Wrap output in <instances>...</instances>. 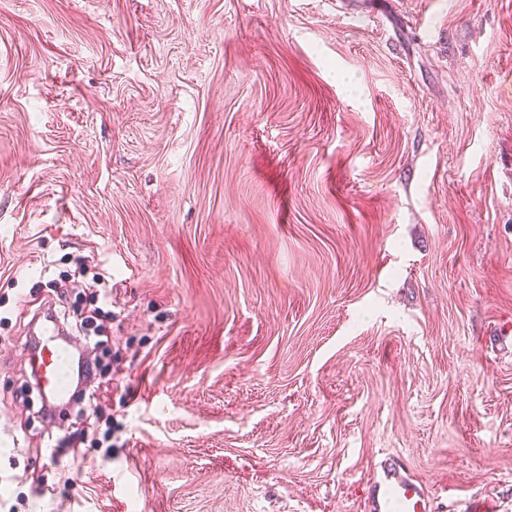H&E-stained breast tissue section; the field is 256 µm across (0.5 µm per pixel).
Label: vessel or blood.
<instances>
[{"instance_id":"b4317fda","label":"vessel or blood","mask_w":512,"mask_h":512,"mask_svg":"<svg viewBox=\"0 0 512 512\" xmlns=\"http://www.w3.org/2000/svg\"><path fill=\"white\" fill-rule=\"evenodd\" d=\"M39 332L46 338L39 347L38 374L43 382V405L57 410L72 392L74 362L66 343H52L58 332L54 314H46ZM370 512H431V498L420 482L399 463H388L376 469L366 488Z\"/></svg>"}]
</instances>
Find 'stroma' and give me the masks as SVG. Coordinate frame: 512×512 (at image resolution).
<instances>
[{
	"mask_svg": "<svg viewBox=\"0 0 512 512\" xmlns=\"http://www.w3.org/2000/svg\"><path fill=\"white\" fill-rule=\"evenodd\" d=\"M510 76L512 0H0V512H512ZM41 323V336H50L41 341L38 350V374L43 381V405L46 409L57 410L72 392L74 362L72 350L66 343L52 344V336L58 332L57 320L54 314L47 313ZM370 512H431V498L399 463L376 469L365 488Z\"/></svg>",
	"mask_w": 512,
	"mask_h": 512,
	"instance_id": "stroma-1",
	"label": "stroma"
}]
</instances>
